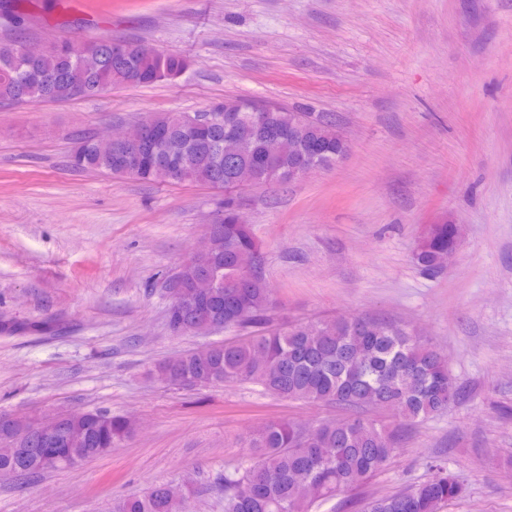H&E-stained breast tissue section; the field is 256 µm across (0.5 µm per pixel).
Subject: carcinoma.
<instances>
[{
	"mask_svg": "<svg viewBox=\"0 0 512 512\" xmlns=\"http://www.w3.org/2000/svg\"><path fill=\"white\" fill-rule=\"evenodd\" d=\"M125 53L112 55L107 46L89 56L86 49L56 42L35 59L0 52V100L39 103L87 96L112 86L151 85L179 78L187 58L124 42ZM149 120L171 131L163 145L142 148L136 176L161 182H198L232 189L237 178L252 171L257 183L290 179L295 166L326 169L346 151L330 116L275 107L234 113L222 128L201 122L188 129L182 113H158ZM291 132L297 151L283 149L269 133ZM125 149L83 137L71 158L78 168L93 167L124 177ZM454 225L428 224L414 251L425 272L443 271V259L456 247ZM262 250L251 225L232 204L224 206V222L207 247L183 271L165 275L163 287L176 281L178 298H169L167 321L176 335L201 330L242 329L262 319L273 305V290L263 274ZM200 273L216 287L196 299ZM165 383L194 387L224 382L251 383L289 400L336 404L352 411L345 419L317 421L321 437L309 441L300 424L269 421L250 439L252 456L224 472V512H313L322 503L362 487L387 465L398 449L397 435L377 427L361 414L366 408L394 412L406 422L438 415L448 401L461 396L456 380H448V359L436 347L392 323L352 315L300 323L239 341L213 344L163 361L157 367ZM67 424V457L88 460L129 438L134 423L122 415L99 412L63 414ZM32 422L0 416V474L34 477L47 469L30 454L10 452L21 444ZM430 476L397 493L375 497L366 512H439L462 494V487L439 460L430 462ZM112 512H191L181 489L152 484L139 494L115 501Z\"/></svg>",
	"mask_w": 512,
	"mask_h": 512,
	"instance_id": "obj_1",
	"label": "carcinoma"
}]
</instances>
